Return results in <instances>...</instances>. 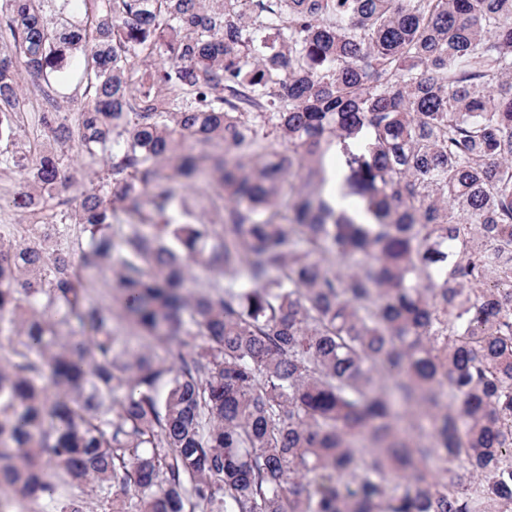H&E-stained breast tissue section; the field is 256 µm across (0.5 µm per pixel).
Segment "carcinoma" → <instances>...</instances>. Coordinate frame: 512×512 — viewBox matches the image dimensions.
<instances>
[{
	"label": "carcinoma",
	"mask_w": 512,
	"mask_h": 512,
	"mask_svg": "<svg viewBox=\"0 0 512 512\" xmlns=\"http://www.w3.org/2000/svg\"><path fill=\"white\" fill-rule=\"evenodd\" d=\"M5 11L0 139L19 73L64 85L80 51L77 125L42 124L107 172L84 186L45 147L13 156L40 233L0 240V490L37 506L84 486L104 512H512V0ZM194 179L224 212L176 224ZM60 215L89 239L78 259L47 246ZM102 266L117 310L75 283Z\"/></svg>",
	"instance_id": "carcinoma-1"
}]
</instances>
